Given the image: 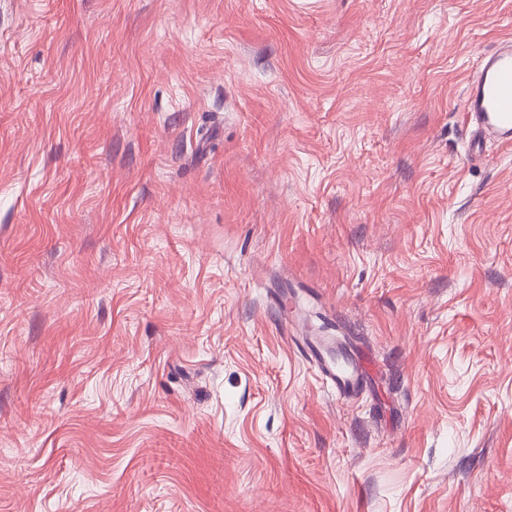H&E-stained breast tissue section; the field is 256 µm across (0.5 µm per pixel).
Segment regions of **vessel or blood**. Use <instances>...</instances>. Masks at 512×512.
Masks as SVG:
<instances>
[{
  "mask_svg": "<svg viewBox=\"0 0 512 512\" xmlns=\"http://www.w3.org/2000/svg\"><path fill=\"white\" fill-rule=\"evenodd\" d=\"M464 115L468 125L476 131L472 148H481L486 136L512 144L511 40L500 42L482 54L478 72L466 86ZM304 350L340 396L351 397L364 384L365 370L361 362L345 358L335 362L327 360L322 338L305 337Z\"/></svg>",
  "mask_w": 512,
  "mask_h": 512,
  "instance_id": "1",
  "label": "vessel or blood"
}]
</instances>
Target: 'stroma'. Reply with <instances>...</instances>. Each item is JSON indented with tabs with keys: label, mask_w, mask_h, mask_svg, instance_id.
Instances as JSON below:
<instances>
[{
	"label": "stroma",
	"mask_w": 512,
	"mask_h": 512,
	"mask_svg": "<svg viewBox=\"0 0 512 512\" xmlns=\"http://www.w3.org/2000/svg\"><path fill=\"white\" fill-rule=\"evenodd\" d=\"M509 36L512 0H0V512H512V145L463 122ZM307 356L315 361L322 376L336 388V392L349 399L365 383V370L361 362L353 358L329 361L325 357V343L319 336H302Z\"/></svg>",
	"instance_id": "35a3bbf8"
}]
</instances>
